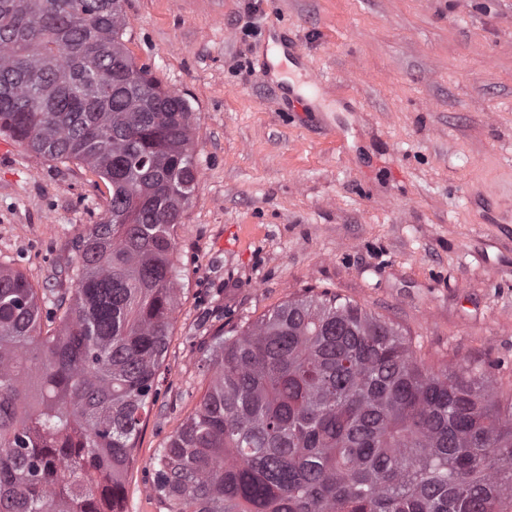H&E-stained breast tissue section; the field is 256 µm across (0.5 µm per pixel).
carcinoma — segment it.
<instances>
[{
  "mask_svg": "<svg viewBox=\"0 0 512 512\" xmlns=\"http://www.w3.org/2000/svg\"><path fill=\"white\" fill-rule=\"evenodd\" d=\"M124 0H0V135L112 186L75 293L0 265V512H122L181 290L193 110L137 66ZM211 384L158 458L168 512H512V397L431 371L339 295L206 346Z\"/></svg>",
  "mask_w": 512,
  "mask_h": 512,
  "instance_id": "carcinoma-1",
  "label": "carcinoma"
}]
</instances>
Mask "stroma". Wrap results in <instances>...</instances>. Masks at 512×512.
I'll list each match as a JSON object with an SVG mask.
<instances>
[{
	"label": "stroma",
	"instance_id": "1",
	"mask_svg": "<svg viewBox=\"0 0 512 512\" xmlns=\"http://www.w3.org/2000/svg\"><path fill=\"white\" fill-rule=\"evenodd\" d=\"M248 3H124L136 65L193 108L198 166L123 512H167L151 474L209 385L212 336L294 297L350 299L399 326L419 363L470 364L512 394V0ZM274 27L307 54L316 111H289L263 78ZM111 195L86 165L11 143L0 264L71 298L73 244Z\"/></svg>",
	"mask_w": 512,
	"mask_h": 512
}]
</instances>
